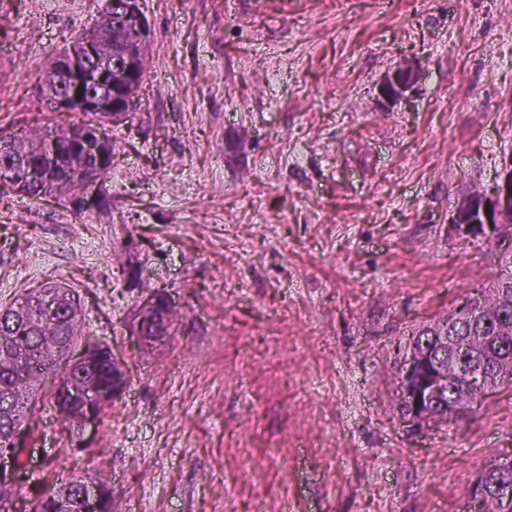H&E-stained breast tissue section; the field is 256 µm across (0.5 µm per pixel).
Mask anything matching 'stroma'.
Wrapping results in <instances>:
<instances>
[{
    "label": "stroma",
    "instance_id": "stroma-1",
    "mask_svg": "<svg viewBox=\"0 0 512 512\" xmlns=\"http://www.w3.org/2000/svg\"><path fill=\"white\" fill-rule=\"evenodd\" d=\"M152 67L111 123L112 208L0 196V305L78 294L128 383L95 434L45 414L9 512L81 469L114 512H465L512 462V386L419 433L394 351L479 297L497 243L456 205L512 162V0H143ZM103 0H10L0 128L54 120L35 88ZM408 61L401 101L379 89ZM179 319L151 351L150 291ZM172 307H174V305L170 297L160 291L149 293L140 301L128 325L129 334L140 349L146 350L152 345L151 342L157 343L167 338L168 336H159L162 334L160 331L161 328L166 322L168 323L167 330H170L177 319L175 309L161 312L158 316H152L142 321L143 315L145 313H154ZM148 336L153 337L149 339Z\"/></svg>",
    "mask_w": 512,
    "mask_h": 512
}]
</instances>
